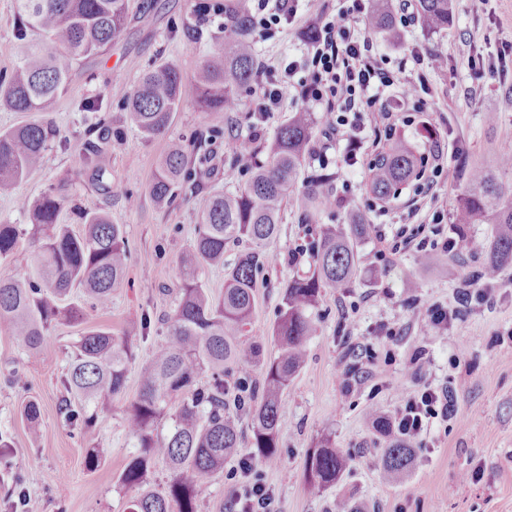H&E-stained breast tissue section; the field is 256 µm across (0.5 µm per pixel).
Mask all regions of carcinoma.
I'll list each match as a JSON object with an SVG mask.
<instances>
[{
	"mask_svg": "<svg viewBox=\"0 0 512 512\" xmlns=\"http://www.w3.org/2000/svg\"><path fill=\"white\" fill-rule=\"evenodd\" d=\"M414 7L422 29L436 34L448 30L456 0H415ZM128 9L129 0H16L17 35L28 45L23 64L9 74L0 73V105L44 116L53 112L74 63L111 45L123 31ZM196 10L203 16H222L224 24L194 80L188 83L176 66L162 64L142 73L126 101L131 124L146 140L165 135L175 112L188 100L206 119L237 111L240 91L256 81L255 44L240 16L225 12L221 0H202ZM365 25L389 41L400 39L393 0H374ZM316 124L314 113L299 110L266 147L248 136L234 138L230 164L244 153L265 151L266 160L255 163L247 183L233 191L193 196L199 221L193 246L180 259L179 302L165 321V342L141 372L139 396L125 412V426L137 448L119 476L122 486L136 491L126 512H198L205 485L224 471L225 459L238 448L244 415L253 431L251 461L263 467L279 460L282 395L305 361L308 340L319 332L312 310L326 290L351 286L358 244L368 232V224L355 219L338 226L324 224L305 242L312 269L286 283L272 330L280 351L263 360L262 342L243 339V327L253 314L258 271L276 263L269 245L279 232L282 213L290 203L310 215L336 207L334 174L327 167L312 169L300 179ZM53 136L47 121L0 132V195L12 194L40 167ZM98 140L87 163L101 181L112 144V129L102 122ZM422 162L401 140L386 145L370 168V193L378 199L397 194L417 179ZM462 164L466 185L453 223L495 225L483 261L471 272V278L488 281L512 268V185L505 186L500 177L512 172V154L500 156L494 166L465 160ZM199 174L189 165L186 147L174 142L149 185L150 197L157 206H168L194 187ZM66 202L62 185L33 201L21 198L18 206L28 214L30 228L0 224V259L13 255L18 239L27 233L40 250V281L0 278V329L31 356L45 346L51 325L83 323L88 311L112 303V294L127 274L124 226L112 223L103 211H91L82 214L84 231L75 234L59 222ZM243 242L246 248L228 267L224 294L211 296L201 284V268L224 264L227 246ZM131 357L127 343L101 328L85 331L71 345L60 384L80 403L65 401L63 419L68 426L84 436L93 434L96 411L91 406L124 391ZM229 369L240 380L233 392L224 384ZM257 370L261 379L255 381L252 374ZM202 372L210 376L205 387L197 386ZM369 420L385 440L379 449L384 477L392 480L408 472L414 460L411 443L390 432L388 418L373 414ZM111 452L88 446L85 469L97 471ZM157 458L170 471L159 489L150 487L148 480ZM351 468L349 453L325 438L307 456L306 482L312 492L322 493Z\"/></svg>",
	"mask_w": 512,
	"mask_h": 512,
	"instance_id": "carcinoma-1",
	"label": "carcinoma"
}]
</instances>
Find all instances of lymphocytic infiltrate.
Here are the masks:
<instances>
[{"instance_id": "f902f5d3", "label": "lymphocytic infiltrate", "mask_w": 512, "mask_h": 512, "mask_svg": "<svg viewBox=\"0 0 512 512\" xmlns=\"http://www.w3.org/2000/svg\"><path fill=\"white\" fill-rule=\"evenodd\" d=\"M364 10L363 0L323 11L315 22L316 36L308 46L313 68L310 81L300 86V98L307 107H318L332 115L336 125L349 131L360 129L365 113H378L388 134H396L393 117L397 107L385 94L402 84L401 69L388 67L372 40L359 25ZM296 9L291 0H256L254 14L245 22L270 38L291 20ZM298 64L289 61L280 68H266L253 113L266 115L276 111L282 95L281 87L294 76ZM453 411L447 393L424 388L410 395L392 418L393 428L409 438H418L433 419L448 417Z\"/></svg>"}]
</instances>
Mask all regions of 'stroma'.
<instances>
[{
	"mask_svg": "<svg viewBox=\"0 0 512 512\" xmlns=\"http://www.w3.org/2000/svg\"><path fill=\"white\" fill-rule=\"evenodd\" d=\"M336 0H299L297 15L274 38H257L262 67L304 60L309 45L306 29L323 8ZM196 0H130L129 18L119 38L105 54L80 60L69 86L50 120L57 130L43 165L24 180L16 196H0V224H24L28 217L17 196L36 198L68 181L69 203L61 223L80 230L78 211L102 210L113 223L124 225L131 250L126 279L106 308L89 314L85 324H59L35 356L0 334V432L14 443L9 470L0 471V512H8L5 493L14 476L23 479L24 512H123L130 496L118 477L135 441L125 427V411L139 393L140 369L162 343L163 317L177 305L179 259L190 248L197 215L190 196H179L167 209L156 208L148 187L170 139L192 142L202 125L193 102H185L166 136L142 139L131 127L122 104L142 71L169 61L185 80H192L205 49L219 33V23L195 11ZM512 41V0H458L448 31L430 34L413 24L403 27L392 43L374 36L376 50L390 66L405 64V83L427 75L437 93L432 111L409 112L400 126L404 140L417 152L434 141L448 153L450 181L435 195L417 194L415 186L388 202L379 215L366 188L368 164L384 140L383 125L366 116L358 137L325 136L316 127L307 166L317 167L325 156L335 175L333 192L342 205L302 223L286 210L273 249L276 266L257 273L255 310L246 337L263 340L264 358L278 352L272 329L278 319L283 289L292 276L307 272L309 255L294 249L313 236L320 225L345 224L361 214L372 233L359 247V263L350 288L330 291L313 314L322 329L308 344V357L283 396L279 463L261 469V481L273 495L276 512H329L336 499L346 498L362 512H512V269L487 283L483 303L464 298L467 277L479 263L468 256L457 275L448 272V256L437 253L433 265H417L416 254L403 249L380 267L373 255L381 239L399 240L443 213L450 228L458 194L463 188L461 158L492 163L512 153V63L506 69L473 70L474 55L496 57ZM26 44L16 33L14 0H0V71L20 64ZM448 57L444 72L427 68L429 54ZM101 97V114L82 111L81 102ZM106 117L123 134L112 145V164L96 180L83 164L88 144L96 142L92 126ZM188 159L200 164L199 193L239 187L249 178L242 167L230 166L227 139L214 141L206 153L190 147ZM138 199L129 207L127 196ZM457 312L456 320L438 333L426 331L423 312L432 303ZM103 328L127 340L133 357L126 387L111 402L98 406L94 440L112 454L96 472L83 465L85 441L65 425L60 380L67 366L66 347L84 330ZM424 386L452 393L456 413L435 420L414 439L411 469L393 483L383 481L376 452L383 439L365 420L367 407L393 416L404 397ZM40 408L37 425L20 414L27 401ZM353 454V468L335 487L311 494L306 486L308 452L322 438ZM238 457L228 458L199 497V512H220L231 506L242 486L234 471Z\"/></svg>",
	"mask_w": 512,
	"mask_h": 512,
	"instance_id": "35a3bbf8",
	"label": "stroma"
}]
</instances>
